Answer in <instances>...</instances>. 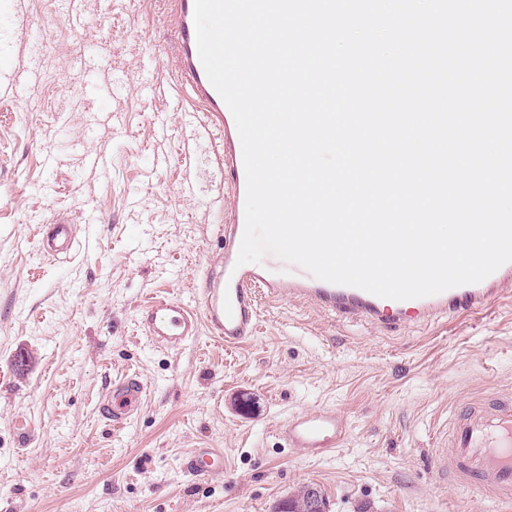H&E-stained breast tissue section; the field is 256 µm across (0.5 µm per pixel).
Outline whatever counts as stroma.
Wrapping results in <instances>:
<instances>
[{
    "instance_id": "obj_1",
    "label": "stroma",
    "mask_w": 512,
    "mask_h": 512,
    "mask_svg": "<svg viewBox=\"0 0 512 512\" xmlns=\"http://www.w3.org/2000/svg\"><path fill=\"white\" fill-rule=\"evenodd\" d=\"M33 39L0 17L22 83L0 105V512H272L314 484L331 512H488L436 472L456 407L512 392V299L396 331L291 301L263 303L256 337L153 347L137 308L192 301L217 244L213 143L173 94L157 0H21ZM103 163H94V156ZM101 219L41 259L43 224ZM147 387L131 424L98 402ZM329 405L351 425L329 456L283 447L285 418ZM224 453L197 480L183 457ZM146 393V386L136 373L126 374L112 381L99 401V412L113 429H123L135 418ZM185 472L198 479H208L224 473V453L217 448H195L183 459Z\"/></svg>"
}]
</instances>
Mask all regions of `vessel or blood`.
Listing matches in <instances>:
<instances>
[{"label": "vessel or blood", "instance_id": "b4317fda", "mask_svg": "<svg viewBox=\"0 0 512 512\" xmlns=\"http://www.w3.org/2000/svg\"><path fill=\"white\" fill-rule=\"evenodd\" d=\"M161 19L170 32L171 62L182 98L216 136L215 158L223 176L225 203L218 213V247L200 279L194 304L170 296L144 306L137 324L152 345L178 349L208 333L234 348L255 336L262 300L289 299L318 307L342 319H363L394 330L449 314L471 316L504 296L512 281V262L481 282L416 299L393 300L361 289L319 280L305 270L279 265H237L245 230L246 175L234 118L210 83L200 61L194 25V0H159ZM76 241L64 220L48 224L38 251L56 259ZM147 393L137 374L113 380L101 397V416L121 429L138 413ZM348 423L330 406L287 418L278 428L284 447L331 452L347 438ZM438 470L448 471L464 488L485 495L494 508L512 505V395L487 390L455 412L436 452ZM185 472L208 479L224 472V454L216 448L192 449L182 462Z\"/></svg>", "mask_w": 512, "mask_h": 512}]
</instances>
